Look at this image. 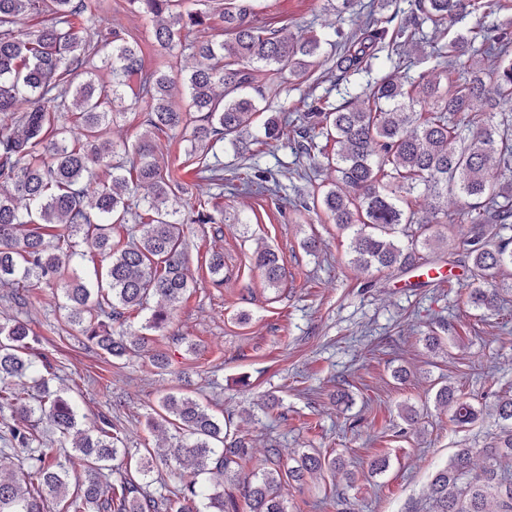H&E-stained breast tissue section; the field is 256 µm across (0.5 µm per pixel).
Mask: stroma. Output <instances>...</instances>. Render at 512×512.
Wrapping results in <instances>:
<instances>
[{
    "instance_id": "35a3bbf8",
    "label": "stroma",
    "mask_w": 512,
    "mask_h": 512,
    "mask_svg": "<svg viewBox=\"0 0 512 512\" xmlns=\"http://www.w3.org/2000/svg\"><path fill=\"white\" fill-rule=\"evenodd\" d=\"M254 25L286 28L296 37L350 29L365 0H255ZM102 23L135 39L146 59L162 52L151 18L128 0H108ZM307 84L288 81L280 94L266 93L260 112L243 134L242 148L217 142L213 153L225 176L248 168L271 171L280 196L230 194L212 186L199 194L185 151L184 131L161 134L169 142L172 174L185 183L180 210L190 288L154 346L173 359V372L154 368L147 353L112 358L90 348L67 323L57 289L31 288L20 308L0 288V320L28 319L47 357L50 386L61 389L78 412L81 429L93 430L109 416L120 447L133 457L166 448L175 430L156 431L147 421L159 399L187 389L249 441L255 462L279 454L289 463L317 451L341 458L344 468L323 470L304 484L282 489L288 512H434L428 485L461 448L476 449L473 472L489 464L484 449L495 446L503 426L495 413L499 395L512 394V302L482 314L467 303L471 261L462 243L422 249L423 261L448 259L457 281L422 285L411 271L361 272L351 264L349 242L323 210H305L313 193L328 188L335 174L321 158L301 153L298 137L259 144L268 115L303 101ZM219 210V224H196L198 207ZM319 243L317 253L304 247ZM269 245L283 256L287 278L268 288L253 265V253ZM224 254V284L208 271L212 252ZM249 319L239 322L238 312ZM436 332L438 350L424 338ZM200 346L189 353L188 343ZM406 369L395 379V369ZM452 383L475 407L466 427L450 423L434 401ZM348 403L336 400L337 392ZM415 408V423L402 416ZM384 457L386 471L372 474L371 460Z\"/></svg>"
}]
</instances>
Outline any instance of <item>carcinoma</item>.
I'll return each mask as SVG.
<instances>
[{"mask_svg":"<svg viewBox=\"0 0 512 512\" xmlns=\"http://www.w3.org/2000/svg\"><path fill=\"white\" fill-rule=\"evenodd\" d=\"M185 0H129L134 11L158 19L154 40L164 49L181 42L184 29L199 36L190 45L196 65L184 80L187 108L170 100L178 75L172 67L146 68L138 43L112 27H101L97 8L103 0H0V113L11 124L0 131V286L20 306L29 288L56 285L64 271L84 257L83 242L100 257L94 280L77 276L60 288L66 319L80 328L87 342L112 358L130 352L150 353L153 367L167 370L169 355L149 349L147 333H163L189 288L180 200L185 188L165 165L161 147L150 136L123 147L128 159L116 160L110 125L123 116L126 100L150 101V130L191 129L187 141L195 182L200 188L224 185V169L207 160L210 144L234 143L253 123L256 99L269 85L290 77L306 82L321 65L322 41L298 40L258 27L248 20V0H219L210 10H185ZM512 0H409L407 15L385 17L370 9L342 33L336 51V75L368 73L386 53L393 71L367 82L351 101L332 103L311 97L305 110L285 109L283 117L263 124L265 141H277L289 127L298 130L309 154L323 137L334 152L323 154L336 173L331 187L316 202L349 239L352 263L378 271L411 269L419 264L417 243L456 240V224L433 207L423 220L417 198L463 200L464 243L472 260L469 302L478 310L500 308L501 285L512 270V184H502L499 168L512 167V115L495 123L491 114L512 111ZM223 26L212 32V14ZM468 14L492 19L471 36L448 39V21ZM41 18V27L24 28V20ZM94 31L88 40L76 29ZM434 60L431 76L409 80L404 71L423 52ZM473 58L461 72V57ZM484 57L490 63H480ZM109 69L112 80L97 82L92 71ZM495 97H487L488 90ZM420 110H415V107ZM198 116H193V113ZM459 112L467 123L453 121ZM70 113L75 123L61 120ZM146 184L151 194L144 212L131 207L126 191ZM232 194L276 195L280 183L255 170L230 184ZM443 214L445 220L438 219ZM143 225L140 238L113 241L114 224ZM407 242H402V239ZM255 267L270 288L287 274L279 254L257 252ZM213 284H224V253L209 260ZM148 311L145 333L128 339L112 328L127 309ZM32 329L24 320L0 322V409L11 411L0 435V512H44L45 495L66 501L62 512H239L237 499L220 490L224 473L246 475L244 497L249 512H286L281 487L303 483L341 460L304 453L296 465H254L245 439H229L224 421L198 400L169 393L158 401L148 426L173 425L181 430L176 444L156 449L138 472L146 476L153 462L175 460L189 470V480L168 496L147 494L128 468L126 449L117 446L106 416L91 432L75 431L72 402L35 377ZM448 407L449 421L470 424L476 410L450 385L435 394ZM496 413L505 425L494 448L493 464L471 475L472 449L462 448L429 485L436 512H512V472L497 462L512 459V395L502 397ZM45 419L59 434L61 447L35 448L34 419ZM26 456L19 474L3 477L17 451ZM78 458L83 475L69 496V468L54 452ZM119 476L107 480L105 471Z\"/></svg>","mask_w":512,"mask_h":512,"instance_id":"cac0c4a2","label":"carcinoma"}]
</instances>
